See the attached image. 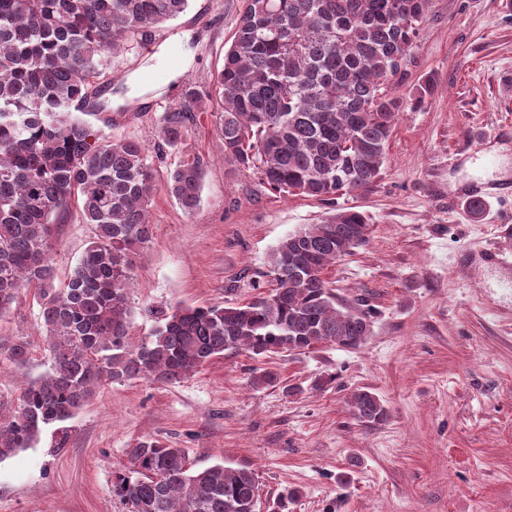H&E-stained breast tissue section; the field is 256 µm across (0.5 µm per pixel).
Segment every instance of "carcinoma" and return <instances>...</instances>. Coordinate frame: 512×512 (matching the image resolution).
Masks as SVG:
<instances>
[{
  "mask_svg": "<svg viewBox=\"0 0 512 512\" xmlns=\"http://www.w3.org/2000/svg\"><path fill=\"white\" fill-rule=\"evenodd\" d=\"M189 0H0V316L34 291L52 353L49 371L0 399V460L31 448L71 419L95 389L117 381L172 382L224 352L258 357L325 343L355 346L370 334L366 312L336 303L328 266L367 241L363 213L340 209L289 235L268 257L275 287L244 303L156 312L148 339L129 340L131 254L149 241L155 180L136 139H108L79 105L97 94L109 57L177 17ZM431 0H244L215 93L224 107L214 131L224 157L275 191L335 199L370 185L403 102L387 87L410 58ZM202 93L185 85L162 113L164 146L184 143ZM205 163L170 171L166 188L191 213ZM81 194L93 236L57 282L54 222ZM31 343L0 344V358L26 366ZM354 417H387L378 396L351 394ZM132 475L112 493L127 512H255L248 467L193 470L183 449L140 440L127 449Z\"/></svg>",
  "mask_w": 512,
  "mask_h": 512,
  "instance_id": "carcinoma-1",
  "label": "carcinoma"
}]
</instances>
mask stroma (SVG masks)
<instances>
[{"label":"stroma","instance_id":"stroma-1","mask_svg":"<svg viewBox=\"0 0 512 512\" xmlns=\"http://www.w3.org/2000/svg\"><path fill=\"white\" fill-rule=\"evenodd\" d=\"M242 0H189L187 10L112 58L105 107L90 123L106 137L160 140V118L184 84L211 91ZM432 80L422 107L399 112L378 177L363 190L322 201L279 193L224 157L212 99L184 144L155 158L152 236L132 257L130 339L150 336L154 308L221 305L269 291L267 257L288 234L336 209L363 212L365 244L324 277L339 304L371 314L354 347L334 343L302 354L219 355L177 382L119 381L98 388L34 447L0 460V512H124L112 494L127 472L126 450L152 439L185 449L194 469L251 468L260 508L296 490L288 512H512V288L508 271L483 263L495 248L512 255V196H491L480 219L465 207L470 185L512 183V0H432L411 58L392 78L409 98ZM494 149L483 171L471 150ZM204 158L201 202L185 212L167 173ZM91 237L78 202L53 237L66 277ZM40 307L20 296L0 318V342L28 337L31 363L0 362V394L50 364ZM275 370L276 385L250 377ZM332 374L326 389L315 377ZM369 389L387 410L365 425L349 411Z\"/></svg>","mask_w":512,"mask_h":512}]
</instances>
